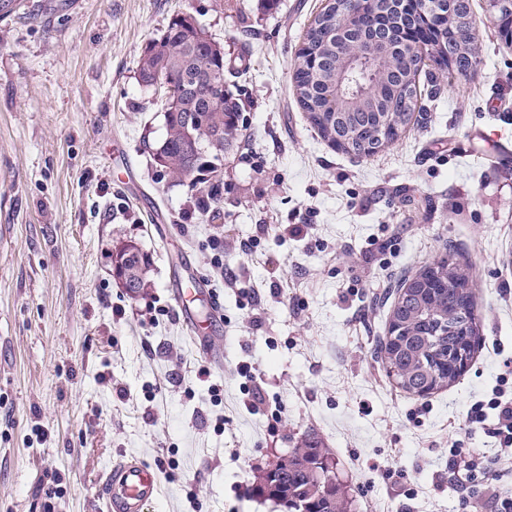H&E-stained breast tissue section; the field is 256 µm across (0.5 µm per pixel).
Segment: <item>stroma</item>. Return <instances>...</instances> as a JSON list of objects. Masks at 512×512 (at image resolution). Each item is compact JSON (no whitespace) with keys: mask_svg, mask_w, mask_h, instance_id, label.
Wrapping results in <instances>:
<instances>
[{"mask_svg":"<svg viewBox=\"0 0 512 512\" xmlns=\"http://www.w3.org/2000/svg\"><path fill=\"white\" fill-rule=\"evenodd\" d=\"M322 4L26 0L0 21V512H106L104 475L130 457L160 476L145 512H285L252 486L309 435L334 449L354 512H456L449 449L495 453L468 413L512 396V48L471 0L477 70L357 157L291 83ZM181 12L223 43L241 99L216 218L155 163L164 119L138 77ZM120 240L150 260L135 298L112 275ZM447 252L470 269L481 344L419 398L377 348L399 285ZM185 258L222 302L210 364L178 314Z\"/></svg>","mask_w":512,"mask_h":512,"instance_id":"stroma-1","label":"stroma"}]
</instances>
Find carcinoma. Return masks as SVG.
<instances>
[{
	"label": "carcinoma",
	"instance_id": "cac0c4a2",
	"mask_svg": "<svg viewBox=\"0 0 512 512\" xmlns=\"http://www.w3.org/2000/svg\"><path fill=\"white\" fill-rule=\"evenodd\" d=\"M396 6L395 0H373L360 16L359 26L369 25L375 10L388 13L394 22H406ZM440 12L430 25L420 24L415 29V37L429 41L432 47L454 35L448 10ZM326 21L323 12L313 19L305 33L306 46L295 56L292 84L297 101L323 139L336 144V124L342 120L358 142L369 146L345 152L373 155L405 131L407 114L416 110L418 102L416 75L394 56L389 38L342 59L329 55ZM161 62L187 86L200 80L225 84L224 57L216 56L210 44L197 39L187 13L173 16L160 38L145 49L138 72L143 85L153 79ZM478 63L477 44L468 43L455 57L452 70L466 74ZM379 108L391 113L393 123L382 136L373 115ZM240 109L239 99L226 89L220 104L188 94L177 109L163 111L166 135L153 149V155L165 158L161 168L179 182L189 180L190 187L218 202V165L224 160V147L235 146L242 137ZM189 124L201 136H218L219 145L191 148L185 134ZM112 265L137 271V291L149 286L150 262L134 241L116 244ZM463 309H473L472 277L468 268L448 255L426 265L414 277L413 287L398 295L388 326L396 329V335L379 342L386 374L398 389L424 397L456 381L455 364L471 360L480 340L474 316L464 329L450 331ZM253 492L279 505H290L295 512H352V500L334 470L333 451L319 440H305L280 456L272 473Z\"/></svg>",
	"mask_w": 512,
	"mask_h": 512
}]
</instances>
